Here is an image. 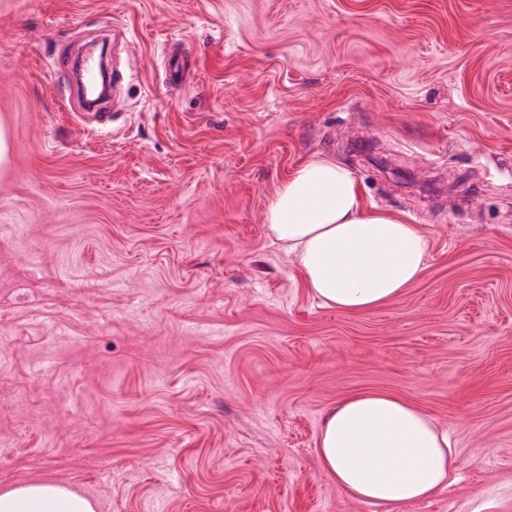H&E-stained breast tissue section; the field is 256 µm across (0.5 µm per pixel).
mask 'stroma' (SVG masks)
I'll list each match as a JSON object with an SVG mask.
<instances>
[{"label":"stroma","mask_w":512,"mask_h":512,"mask_svg":"<svg viewBox=\"0 0 512 512\" xmlns=\"http://www.w3.org/2000/svg\"><path fill=\"white\" fill-rule=\"evenodd\" d=\"M106 25L102 126L54 68ZM0 124V490L384 512L317 453L328 410L377 390L460 457L397 512H512V0H0ZM314 156L429 240L373 311L322 305L266 235Z\"/></svg>","instance_id":"stroma-1"}]
</instances>
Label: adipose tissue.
<instances>
[{"mask_svg":"<svg viewBox=\"0 0 512 512\" xmlns=\"http://www.w3.org/2000/svg\"><path fill=\"white\" fill-rule=\"evenodd\" d=\"M268 236L292 255L314 298L336 310L372 311L418 280L429 241L398 216L360 200L355 174L326 157L296 166L265 213ZM321 464L342 491L397 507L456 479L447 431L419 405L384 392H361L326 415ZM0 512H95L64 486L28 483L0 492Z\"/></svg>","mask_w":512,"mask_h":512,"instance_id":"1","label":"adipose tissue"}]
</instances>
